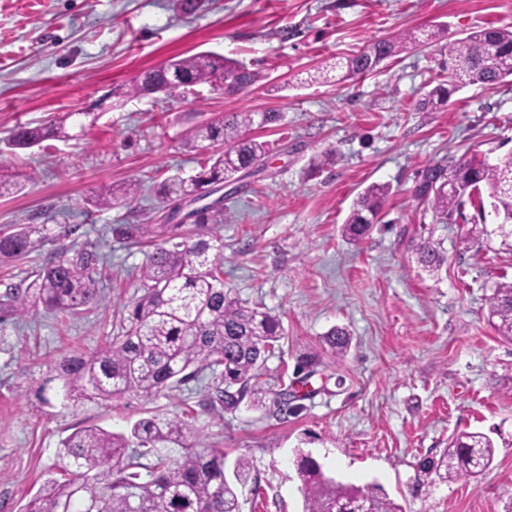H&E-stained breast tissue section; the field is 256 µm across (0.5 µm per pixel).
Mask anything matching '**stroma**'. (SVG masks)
<instances>
[{"label":"stroma","instance_id":"35a3bbf8","mask_svg":"<svg viewBox=\"0 0 512 512\" xmlns=\"http://www.w3.org/2000/svg\"><path fill=\"white\" fill-rule=\"evenodd\" d=\"M442 25L349 80L324 61L413 28ZM512 26V0H204L191 16L176 0H0V172L24 182L0 197V230L44 224L49 237L0 265V291L29 283L64 248L102 257L100 299L77 315L39 313L0 325V512H21L47 478H62L57 450L73 431L128 432L156 415L192 425L224 452L225 469L251 464L240 512H303L294 460L312 455L336 480L381 486L403 512H512V339L495 331L489 297L512 281V237L494 220L472 239L479 214L436 224L416 197L427 164L512 150V77L454 93L436 110L418 102L448 79V44L480 27ZM211 52L256 71L251 90L227 95L200 85L169 98L125 92L164 60ZM100 112L71 139L12 151L11 131L78 109ZM283 113L252 127L269 151L252 174L225 184L224 286L240 303L271 312L284 337L267 354V395L294 386L288 412L242 400L222 417L205 413L207 378L109 402L63 400L42 391L51 363L103 346L137 295L146 248L128 224L158 223L168 205L155 186L199 171L209 149L183 145L192 127L242 111ZM335 149L334 164L310 160ZM138 178L132 200L109 210L90 200L105 184ZM386 184L381 221L363 239L343 225L358 194ZM430 238L448 262L436 274L416 245ZM345 328L351 347L331 358L322 338ZM480 431L495 444L489 470L470 481L423 477L452 437Z\"/></svg>","mask_w":512,"mask_h":512}]
</instances>
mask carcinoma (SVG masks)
Masks as SVG:
<instances>
[{
  "label": "carcinoma",
  "mask_w": 512,
  "mask_h": 512,
  "mask_svg": "<svg viewBox=\"0 0 512 512\" xmlns=\"http://www.w3.org/2000/svg\"><path fill=\"white\" fill-rule=\"evenodd\" d=\"M413 32L374 40L334 69L351 79L373 71L383 60L412 43ZM448 82L440 83L420 100L419 107L436 109L467 86L497 84L512 76V28L483 27L448 43ZM258 80V73L221 55L197 53L172 58L148 73L127 91L130 97L153 93L183 95L207 84L226 93L242 92ZM257 125V113L232 112L217 123L193 130L188 143L200 147L218 142L220 153L197 175L172 177L159 184L162 198L176 204L205 188L221 184L249 167L257 166L267 144L245 136ZM65 120L36 127L19 125L10 146L31 148L44 140L67 138ZM447 173L457 189L430 190L423 182L417 198L446 224L454 213L472 203L471 193L487 195L504 220L512 219V152L489 164L471 158L437 161L426 174ZM140 183L101 186L93 199L98 209H110L119 200L133 198ZM389 192L372 184L356 199L346 219L351 239L364 237L380 222ZM224 219L223 208L207 207L193 224H133L126 237L141 244L157 239L140 273L141 294L128 305V315L103 346L90 353L65 356L49 370V380L61 381L63 398L74 404L85 400L110 401L127 394L145 400L163 389L210 372L203 409L215 416L236 408L247 395L263 404V392L251 387L259 376L260 360L283 339V327L267 311L241 305L224 291L223 239L204 231ZM45 224H22L0 232V263L17 260L43 242ZM419 262L439 272L447 256L428 241L417 246ZM101 273L97 257L86 250L66 251L47 261L26 287L11 286L0 294V322L35 316L39 310L74 315L99 297ZM495 328L512 337V281L498 284L489 298ZM330 356L342 358L350 344L348 332L334 327L323 336ZM495 450L490 438L478 431L452 437L439 459H425L421 472L445 481H468L492 465ZM57 456L66 478L46 480L22 512H239L237 491L224 473V452L210 448L181 420L147 418L129 433H114L97 425L77 430L60 443ZM297 472L303 485L304 512H402L379 487L344 484L324 474L309 455L299 454Z\"/></svg>",
  "instance_id": "obj_1"
}]
</instances>
